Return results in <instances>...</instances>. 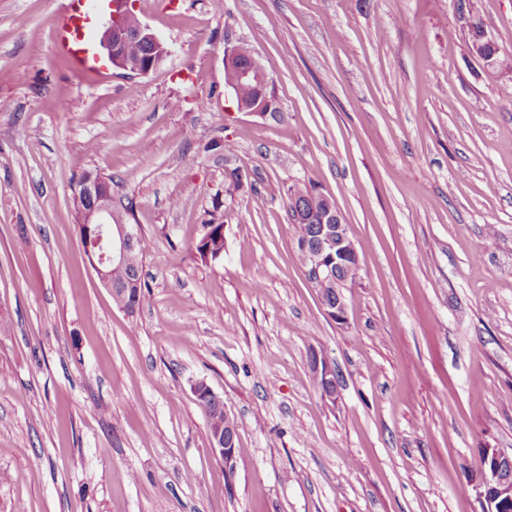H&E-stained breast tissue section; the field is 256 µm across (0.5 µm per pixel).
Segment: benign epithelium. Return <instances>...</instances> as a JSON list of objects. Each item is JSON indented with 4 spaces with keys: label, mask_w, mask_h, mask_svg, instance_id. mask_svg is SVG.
Listing matches in <instances>:
<instances>
[{
    "label": "benign epithelium",
    "mask_w": 512,
    "mask_h": 512,
    "mask_svg": "<svg viewBox=\"0 0 512 512\" xmlns=\"http://www.w3.org/2000/svg\"><path fill=\"white\" fill-rule=\"evenodd\" d=\"M111 5L110 23L101 33L99 40L101 48L107 52L114 68L140 76L149 74L168 55L166 44L146 24L140 25L134 32L126 29L124 17L129 12L128 0H111ZM132 40L146 47L144 57L135 65L123 54L124 46ZM235 56L234 47L224 55L225 86L235 97L243 85H252L258 89V95L253 103L242 102L237 105V109L263 118L278 113L277 100L264 93V90L272 85L266 68L254 55L250 56L247 62H238ZM76 196L90 201L82 212L85 227L84 249L100 280L110 288L112 266L123 264L137 247L138 227L128 222V214L116 203L112 185L104 176L85 179L79 185ZM300 246L308 255L313 277L319 281L327 282L333 278L334 271L358 262L346 224L339 211L330 203L327 204L326 213L322 216L318 242L312 245L309 240L304 239ZM309 364L313 376L324 381V397L336 401V372L328 359L313 350L310 353ZM235 431V422L226 412L224 424L217 426L211 433L212 448L224 458L227 465L232 463L235 455ZM481 473L478 495L483 505L482 512H497L512 504V455H507L497 448L487 449Z\"/></svg>",
    "instance_id": "1"
}]
</instances>
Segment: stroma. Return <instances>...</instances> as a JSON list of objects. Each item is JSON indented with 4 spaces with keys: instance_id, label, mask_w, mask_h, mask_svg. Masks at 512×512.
<instances>
[{
    "instance_id": "obj_1",
    "label": "stroma",
    "mask_w": 512,
    "mask_h": 512,
    "mask_svg": "<svg viewBox=\"0 0 512 512\" xmlns=\"http://www.w3.org/2000/svg\"><path fill=\"white\" fill-rule=\"evenodd\" d=\"M68 3L0 0V512H481L480 449L512 454V79L468 26L512 64V0H132L169 49L145 76L60 54ZM241 41L278 118L224 88ZM93 170L151 241L132 317L80 241ZM296 183L356 250L345 321L299 261ZM209 227L206 238L201 237L195 245V252L202 262L207 263V253H210V261H214L217 254H224V226L223 224H204ZM309 364L313 376L324 381V397L331 401L336 400V372L328 359L317 350H313L310 353ZM194 393L196 395L200 403V405L204 408L207 415V424L208 430L210 433V428L212 427L213 422L218 419L219 421L224 423L223 425H218L211 433V443L212 448L216 453H219L222 458H224V462L227 465H231L234 455H235V431L236 425L233 418L227 412L226 408L224 410L222 407L212 405L204 400V399H212L213 392L205 385L201 383H196L194 385Z\"/></svg>"
}]
</instances>
